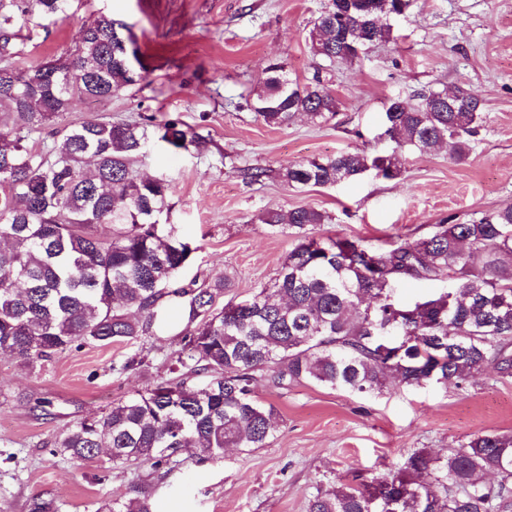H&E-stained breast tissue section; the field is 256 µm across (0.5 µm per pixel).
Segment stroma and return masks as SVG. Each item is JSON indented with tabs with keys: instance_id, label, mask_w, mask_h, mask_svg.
<instances>
[{
	"instance_id": "35a3bbf8",
	"label": "stroma",
	"mask_w": 512,
	"mask_h": 512,
	"mask_svg": "<svg viewBox=\"0 0 512 512\" xmlns=\"http://www.w3.org/2000/svg\"><path fill=\"white\" fill-rule=\"evenodd\" d=\"M329 0H72L66 20L35 18L19 66L70 52L80 26L103 11L130 27L145 79L97 108L115 122L179 118L202 139L172 151L158 144L133 165L169 186L167 221L193 252L183 281L224 282L217 304L251 295L275 278L296 241L271 230L267 209L311 207L326 213L323 236L382 245L418 239L432 225L512 205V0H410L390 17L388 40L351 64H321L309 31ZM282 63L299 83L321 73L339 108L331 121L306 117L273 127L248 107L266 67ZM469 88L484 103L479 136L466 161L453 147L428 155L403 152L399 173L371 169L333 187L296 188L277 170L306 160L366 149L394 153L385 137V104L426 90ZM270 174L254 181L253 167ZM182 299L164 301L142 345H85L36 368L0 354V512H27L35 495L56 498L63 512H96L105 492L131 494L146 471L54 454L57 435L78 419L167 377V357L188 323ZM145 363L113 372L138 350ZM260 400L278 413L264 448L226 449L198 463L194 451L156 480L162 512H307L316 484L370 479L396 471L417 449L447 453L469 435L512 432V378L478 377L464 389L389 388L358 397L307 383L277 390L258 382Z\"/></svg>"
}]
</instances>
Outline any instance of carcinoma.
<instances>
[{
	"mask_svg": "<svg viewBox=\"0 0 512 512\" xmlns=\"http://www.w3.org/2000/svg\"><path fill=\"white\" fill-rule=\"evenodd\" d=\"M69 0H0V354L34 368L82 345L147 337L167 297H188L189 322L169 356L173 377L157 381L100 415L67 427L54 447L93 462L110 449L112 465L164 476L193 448L198 462L226 448H264L276 409L255 395L259 380L286 390L307 382L372 396L386 381L406 387L457 388L486 371L512 378V206L477 219L432 225L424 237L400 236L383 247L360 238L314 234L327 221L311 207L258 216L271 228L297 230L276 277L248 298L215 307L225 285H182L191 251L168 214V186L142 178L134 162L158 139L175 150L200 137L177 119L153 124L69 121L76 100L101 102L137 84L145 67L130 55L123 25L99 13L84 24L77 53L16 65L22 31L36 16L63 20ZM366 0H331L309 31L313 55L351 64L356 48L387 38ZM252 106L268 126L304 114L336 116L338 101L320 73L303 87L273 63L253 90ZM387 133L402 150L431 153L451 141L468 159L483 104L458 86L418 101L390 100ZM57 124L53 150L30 146V134ZM366 151L341 152L279 173L291 186H335L371 168L392 177L399 160L380 167ZM107 224L101 236L96 227ZM448 277V291L403 304V281ZM28 512H61L31 498ZM97 512H157L152 486L135 496L111 494ZM308 512H512V433L471 436L445 456L412 452L395 473L371 482L318 485Z\"/></svg>",
	"mask_w": 512,
	"mask_h": 512,
	"instance_id": "carcinoma-1",
	"label": "carcinoma"
}]
</instances>
